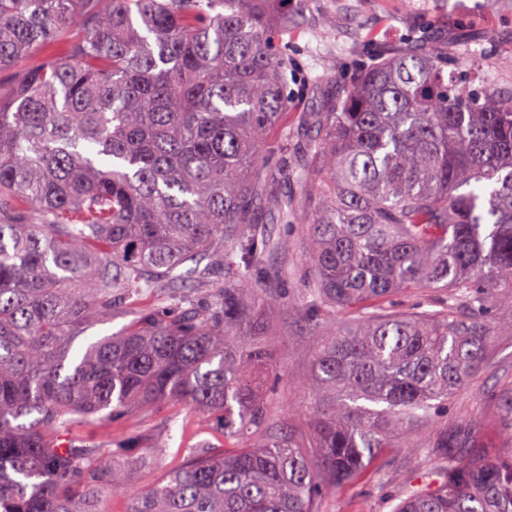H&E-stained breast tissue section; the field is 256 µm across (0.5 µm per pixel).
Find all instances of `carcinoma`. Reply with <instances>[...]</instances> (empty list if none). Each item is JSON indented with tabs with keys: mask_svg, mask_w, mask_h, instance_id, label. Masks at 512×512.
<instances>
[{
	"mask_svg": "<svg viewBox=\"0 0 512 512\" xmlns=\"http://www.w3.org/2000/svg\"><path fill=\"white\" fill-rule=\"evenodd\" d=\"M286 32L264 0H0V72L16 74L0 89V512H97L129 474L77 428L124 426L106 452L125 456L144 441L127 422L164 405L220 417L226 450L177 449L130 512H323L400 445L426 476L393 512H512V386L490 458L475 427L450 434L441 416L488 358L486 314H512V93L436 34L371 33L368 65L303 113L313 148L291 147L303 103ZM297 174L318 176L307 444L262 397L278 370L265 312L285 297L256 282L281 245L263 225L292 219ZM240 266L203 307L183 284ZM157 283L174 313L143 308L73 348ZM417 290L447 297L391 309ZM329 311L357 321L327 327Z\"/></svg>",
	"mask_w": 512,
	"mask_h": 512,
	"instance_id": "obj_1",
	"label": "carcinoma"
}]
</instances>
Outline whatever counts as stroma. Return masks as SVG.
<instances>
[{
  "mask_svg": "<svg viewBox=\"0 0 512 512\" xmlns=\"http://www.w3.org/2000/svg\"><path fill=\"white\" fill-rule=\"evenodd\" d=\"M306 15L304 27L288 30L296 62L292 89L318 98L334 84L349 83L360 67L354 46L380 29L393 42L429 31L444 32L449 36L450 56L463 63L480 58L485 88L512 92V69L505 64L512 57V0H308ZM312 183L309 176L289 183L288 193L298 204L297 215L289 223L274 225L283 248L264 258L265 267L282 272L275 288L300 305L306 303L314 278L313 245L305 224L311 212ZM269 318L272 349L282 367L265 388L270 413L274 421L288 424L306 440L311 428L302 383L310 373L318 339L287 306L273 308ZM492 322L494 336L485 370L449 399L447 409L449 423L467 420L475 425L481 448L490 453L506 445L495 393L512 383V313L497 311ZM136 425L145 441L139 459L128 463L131 486L125 495L99 497V512H128L131 496L151 490L167 468L178 466V459L171 456L155 463L156 444L165 442L173 449L203 442L216 448L224 444L213 421L188 416L180 408L154 411L140 417ZM413 464L411 451L390 449L359 483L328 498L326 512H390L391 494L404 485Z\"/></svg>",
  "mask_w": 512,
  "mask_h": 512,
  "instance_id": "35a3bbf8",
  "label": "stroma"
}]
</instances>
